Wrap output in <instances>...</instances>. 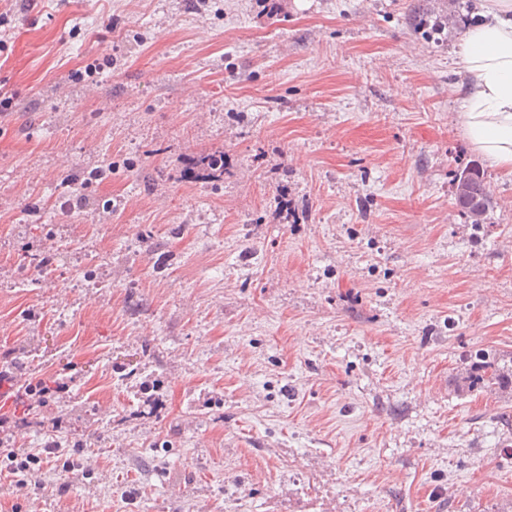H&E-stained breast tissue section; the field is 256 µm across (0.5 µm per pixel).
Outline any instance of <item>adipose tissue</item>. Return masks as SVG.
Segmentation results:
<instances>
[{
  "mask_svg": "<svg viewBox=\"0 0 512 512\" xmlns=\"http://www.w3.org/2000/svg\"><path fill=\"white\" fill-rule=\"evenodd\" d=\"M461 125L471 148L512 173V0H487L456 44Z\"/></svg>",
  "mask_w": 512,
  "mask_h": 512,
  "instance_id": "adipose-tissue-1",
  "label": "adipose tissue"
}]
</instances>
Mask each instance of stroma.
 <instances>
[{
    "instance_id": "35a3bbf8",
    "label": "stroma",
    "mask_w": 512,
    "mask_h": 512,
    "mask_svg": "<svg viewBox=\"0 0 512 512\" xmlns=\"http://www.w3.org/2000/svg\"><path fill=\"white\" fill-rule=\"evenodd\" d=\"M480 11L0 0V352L70 386L0 400V512H512V394L455 383L512 358V175L457 122ZM465 176L468 180V191L463 196H455L456 205L468 216L472 224H482L492 207L491 196L486 188L485 173L478 166L465 167L455 172L453 185L461 182ZM69 389V385L67 382H56L55 386H53L52 391H45V389L37 386H30L28 385L24 389V396L27 399V402H29V407L31 408H40L44 407L48 404V398L54 393H65Z\"/></svg>"
}]
</instances>
